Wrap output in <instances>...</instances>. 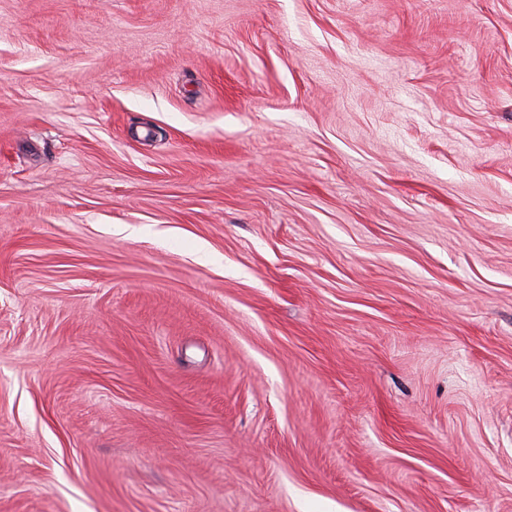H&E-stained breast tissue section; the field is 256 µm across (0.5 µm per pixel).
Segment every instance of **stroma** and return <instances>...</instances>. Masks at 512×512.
I'll use <instances>...</instances> for the list:
<instances>
[{
	"label": "stroma",
	"mask_w": 512,
	"mask_h": 512,
	"mask_svg": "<svg viewBox=\"0 0 512 512\" xmlns=\"http://www.w3.org/2000/svg\"><path fill=\"white\" fill-rule=\"evenodd\" d=\"M0 512H512V0H0Z\"/></svg>",
	"instance_id": "1"
}]
</instances>
